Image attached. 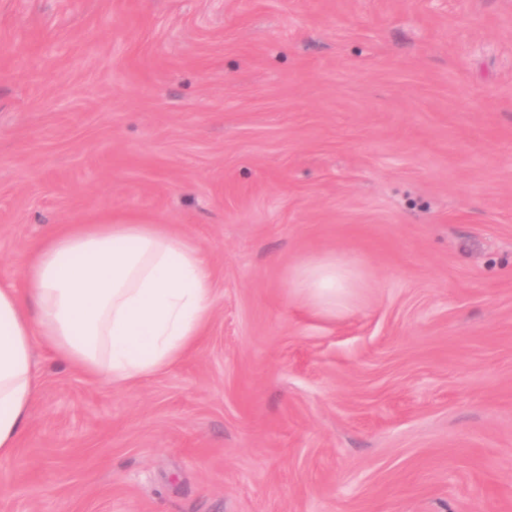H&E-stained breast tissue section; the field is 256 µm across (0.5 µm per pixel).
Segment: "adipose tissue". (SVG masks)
Here are the masks:
<instances>
[{"label": "adipose tissue", "instance_id": "obj_1", "mask_svg": "<svg viewBox=\"0 0 512 512\" xmlns=\"http://www.w3.org/2000/svg\"><path fill=\"white\" fill-rule=\"evenodd\" d=\"M201 247L165 224H66L35 244L20 284L0 282V461L13 457L39 391L35 353L123 386L176 365L214 307ZM291 286L332 312L349 286L335 260L305 264Z\"/></svg>", "mask_w": 512, "mask_h": 512}]
</instances>
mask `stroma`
I'll list each match as a JSON object with an SVG mask.
<instances>
[{"instance_id": "35a3bbf8", "label": "stroma", "mask_w": 512, "mask_h": 512, "mask_svg": "<svg viewBox=\"0 0 512 512\" xmlns=\"http://www.w3.org/2000/svg\"><path fill=\"white\" fill-rule=\"evenodd\" d=\"M127 218L208 333L126 387L38 347L0 512H512V0H0V280ZM348 271L336 259L311 262L296 271L291 288L304 293L315 310L336 312V302L351 288Z\"/></svg>"}]
</instances>
